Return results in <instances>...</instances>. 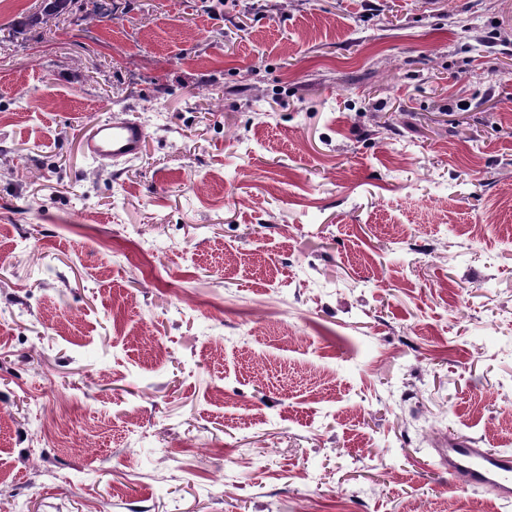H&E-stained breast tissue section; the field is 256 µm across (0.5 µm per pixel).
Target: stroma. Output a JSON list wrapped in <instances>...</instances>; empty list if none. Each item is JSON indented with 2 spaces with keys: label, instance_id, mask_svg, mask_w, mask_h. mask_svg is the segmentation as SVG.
I'll return each mask as SVG.
<instances>
[{
  "label": "stroma",
  "instance_id": "obj_1",
  "mask_svg": "<svg viewBox=\"0 0 512 512\" xmlns=\"http://www.w3.org/2000/svg\"><path fill=\"white\" fill-rule=\"evenodd\" d=\"M42 8L0 0V512H512L432 453L512 452V0ZM45 2L42 12L29 17L28 23L30 25H44L50 18L69 13L72 10V5L77 3L78 0H45ZM145 136V129L139 123L113 119L94 128L84 146L91 157L116 163L138 155Z\"/></svg>",
  "mask_w": 512,
  "mask_h": 512
}]
</instances>
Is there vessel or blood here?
Listing matches in <instances>:
<instances>
[{"mask_svg":"<svg viewBox=\"0 0 512 512\" xmlns=\"http://www.w3.org/2000/svg\"><path fill=\"white\" fill-rule=\"evenodd\" d=\"M145 136L139 123L115 120L94 128L84 146L91 157L116 163L138 155ZM435 454L454 487L483 488L512 503V454L489 451L465 440L436 449Z\"/></svg>","mask_w":512,"mask_h":512,"instance_id":"1","label":"vessel or blood"}]
</instances>
